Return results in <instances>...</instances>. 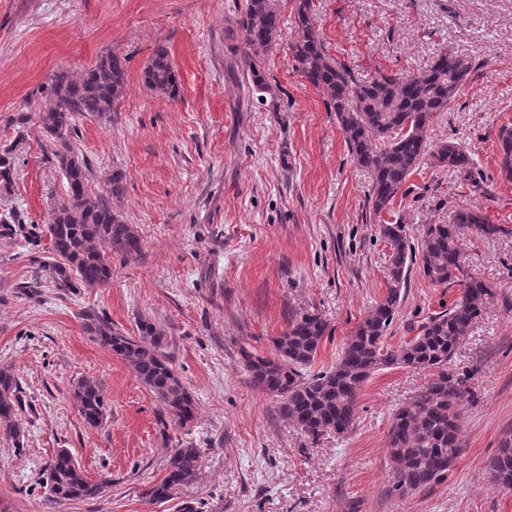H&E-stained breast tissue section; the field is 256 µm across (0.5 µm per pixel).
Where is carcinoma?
I'll return each instance as SVG.
<instances>
[{
  "label": "carcinoma",
  "mask_w": 512,
  "mask_h": 512,
  "mask_svg": "<svg viewBox=\"0 0 512 512\" xmlns=\"http://www.w3.org/2000/svg\"><path fill=\"white\" fill-rule=\"evenodd\" d=\"M279 24L276 0H246L237 20L248 82L263 93L270 91L264 64L277 45ZM294 29L288 52L295 71L325 97L353 161L369 173L374 213L390 210L410 176L427 160L472 178L473 159L468 151L454 141L433 145L427 132L468 81L477 67L474 59L446 51L416 75L381 74L362 80L351 66L328 53L312 0H295ZM125 65L126 59L107 54L79 78L56 74L49 87L55 105L42 114L41 124L46 137L56 143L53 155L66 180L68 198L57 206L47 225L51 248L61 261L43 264L42 271L61 288H102L112 279V255L136 258L141 254V240L133 226L124 223L108 202L92 196L85 159L65 141L75 115L114 111L123 96ZM143 83L157 95L179 96L168 51H157L145 66ZM498 140L501 173L512 180V126L501 127ZM379 231L389 248L386 292L346 340L336 366L312 376L302 373L314 361L328 330L320 313L307 310L294 315L274 339L275 358L249 357L247 368L255 386L280 398V413L314 438L330 430L344 433L353 426L360 392L375 372L394 365L437 371L424 391L396 410L389 425L386 447L393 471L389 493L403 497L440 483V476L453 467L462 451L456 407L464 394V381L448 372V361L495 292L478 277H458L462 272L459 240L467 231L490 237L501 228L488 223L478 209L468 208L458 210L450 224L425 225L418 245L403 224H381ZM27 234V225L19 219L0 220V236L25 238ZM416 263L431 283L444 288L455 284L460 294L447 310L430 317L417 336L398 348H388L387 332ZM85 320L87 334L132 369L175 423L183 426L194 419L195 400L163 351L162 329L145 321L139 335L126 336L96 315L87 314ZM17 388L11 368L0 366L3 439L20 436ZM73 398L86 425L96 428L105 421L107 401L99 383L80 380ZM199 458V450L192 445L171 449L166 477L150 486L146 495L153 501L166 499L172 487L195 477ZM485 471L494 483L512 486V434L505 435L486 459ZM46 484L53 498L71 501L101 496L108 479L88 480L71 452L61 448L49 465Z\"/></svg>",
  "instance_id": "carcinoma-1"
}]
</instances>
